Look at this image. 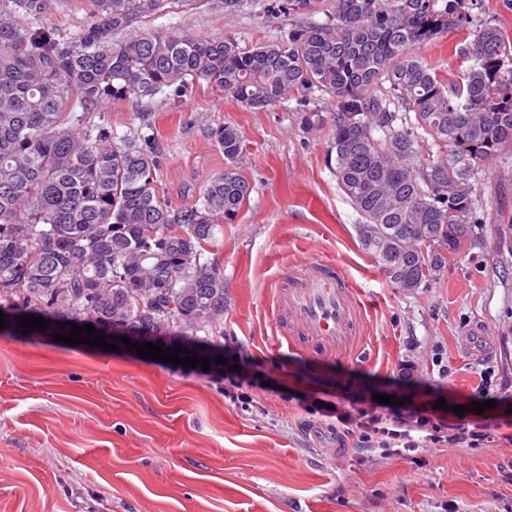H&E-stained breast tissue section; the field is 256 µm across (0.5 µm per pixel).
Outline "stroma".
Instances as JSON below:
<instances>
[{
	"instance_id": "1",
	"label": "stroma",
	"mask_w": 512,
	"mask_h": 512,
	"mask_svg": "<svg viewBox=\"0 0 512 512\" xmlns=\"http://www.w3.org/2000/svg\"><path fill=\"white\" fill-rule=\"evenodd\" d=\"M288 24L248 2L225 19L220 0L146 22L244 45L277 40ZM461 45L451 30L419 54L450 77ZM296 104L246 109L203 81L175 98L109 99L99 121L115 134L151 113L157 187L176 207L192 205L224 168L212 130L231 124L243 135L252 192L204 253L224 272V316L211 333L225 369L0 338V512H512V228L497 221L512 215V170L493 165L477 181L475 246L437 283L405 291L360 245L361 218L326 163L329 108L319 104L324 121L308 130ZM316 256L342 266L365 304L367 353L356 360L313 359L275 341V278L284 264ZM476 317L494 333L492 356L478 364L460 346ZM348 393L429 407L442 398L499 429L479 448L388 456L307 412L312 400ZM486 396L494 407L471 411ZM330 429L343 455L325 451L318 433Z\"/></svg>"
}]
</instances>
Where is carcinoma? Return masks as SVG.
<instances>
[{
    "label": "carcinoma",
    "instance_id": "cac0c4a2",
    "mask_svg": "<svg viewBox=\"0 0 512 512\" xmlns=\"http://www.w3.org/2000/svg\"><path fill=\"white\" fill-rule=\"evenodd\" d=\"M88 2L66 40L46 22L52 0H0L1 338L24 337L18 318L33 314L50 324L33 336L90 324L109 344L128 332L221 367L210 326L224 314V276L201 258L251 193L244 139L213 129L224 171L174 207L155 185L151 113L122 136L94 122L116 94L178 96L202 80L259 109L298 93L307 128L321 121L310 104L327 98V164L373 229L377 243H360L386 278L427 286L472 246L477 177L496 159L509 166L512 148V36L472 25L476 0H256L266 16L301 22L245 46L144 27L192 0ZM318 12L324 21L304 20ZM448 30L465 33L451 81L416 52Z\"/></svg>",
    "mask_w": 512,
    "mask_h": 512
}]
</instances>
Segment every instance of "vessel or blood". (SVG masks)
Instances as JSON below:
<instances>
[{
  "instance_id": "b4317fda",
  "label": "vessel or blood",
  "mask_w": 512,
  "mask_h": 512,
  "mask_svg": "<svg viewBox=\"0 0 512 512\" xmlns=\"http://www.w3.org/2000/svg\"><path fill=\"white\" fill-rule=\"evenodd\" d=\"M271 309L279 335L291 349L314 358L352 360L365 345V309L349 276L334 260L290 262L275 283ZM462 350L471 361L492 351L491 331L473 322Z\"/></svg>"
}]
</instances>
